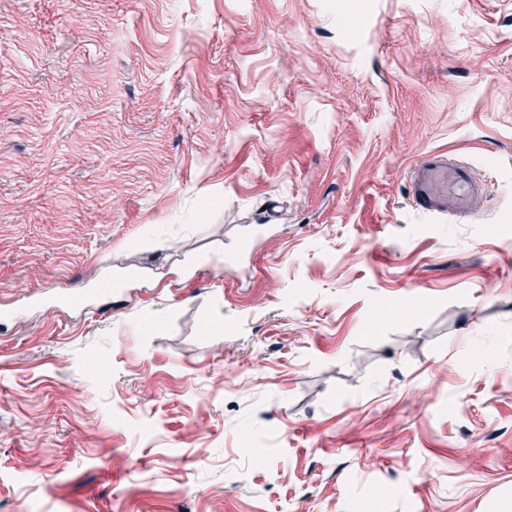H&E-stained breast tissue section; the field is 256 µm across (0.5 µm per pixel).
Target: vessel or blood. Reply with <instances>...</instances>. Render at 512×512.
Listing matches in <instances>:
<instances>
[{
    "instance_id": "obj_1",
    "label": "vessel or blood",
    "mask_w": 512,
    "mask_h": 512,
    "mask_svg": "<svg viewBox=\"0 0 512 512\" xmlns=\"http://www.w3.org/2000/svg\"><path fill=\"white\" fill-rule=\"evenodd\" d=\"M484 191L469 164L431 154L412 168L409 197L417 209L433 216L462 217Z\"/></svg>"
}]
</instances>
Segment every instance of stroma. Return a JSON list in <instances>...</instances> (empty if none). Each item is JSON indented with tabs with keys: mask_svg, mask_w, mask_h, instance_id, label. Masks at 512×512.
I'll list each match as a JSON object with an SVG mask.
<instances>
[{
	"mask_svg": "<svg viewBox=\"0 0 512 512\" xmlns=\"http://www.w3.org/2000/svg\"><path fill=\"white\" fill-rule=\"evenodd\" d=\"M0 512H512V0H0ZM484 190L468 163L430 154L413 165L409 197L424 213L462 217L471 212Z\"/></svg>",
	"mask_w": 512,
	"mask_h": 512,
	"instance_id": "obj_1",
	"label": "stroma"
}]
</instances>
